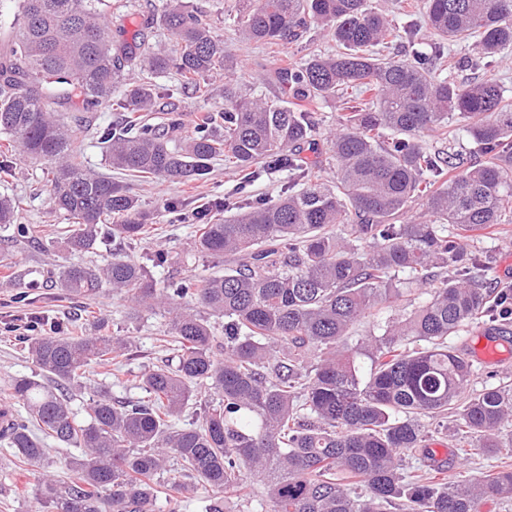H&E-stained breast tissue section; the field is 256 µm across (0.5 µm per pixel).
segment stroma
I'll list each match as a JSON object with an SVG mask.
<instances>
[{
	"label": "stroma",
	"mask_w": 512,
	"mask_h": 512,
	"mask_svg": "<svg viewBox=\"0 0 512 512\" xmlns=\"http://www.w3.org/2000/svg\"><path fill=\"white\" fill-rule=\"evenodd\" d=\"M190 8L201 12L213 25L215 33L237 60L234 77L239 84L253 87L256 93L275 95L278 88L269 77L278 66V56L267 47L240 44L227 16L234 0H184ZM119 113L107 108L84 115L77 132L76 146L86 165L98 172H105L102 150L98 144L99 133L119 121ZM8 174L0 173V196L15 201L12 224L0 228V252L8 253V266L0 265V394L7 393L10 380L18 375L31 373L33 364L15 324L17 320L31 316L44 319L41 333H48L49 323L59 324L65 332L88 331L89 316H96L106 324L109 334L128 337L137 354L123 361V372L114 378L107 366L90 365L84 379L85 386L73 401L74 409H81L89 397L97 391H109L113 399L139 400L143 392L139 379L147 365L160 362L168 351L160 336L165 319L152 312H135L132 304L110 286H103L92 298H74L58 286V273L70 264L96 269L112 259L113 243L105 238L96 250L71 255L59 240L67 227L63 215L52 209L49 202L47 166L43 161L8 154ZM287 181L285 173L275 170L264 172L260 178L241 185L236 172L224 164H217L208 179L179 184L154 181L133 186L132 192L143 209L153 212L159 220V229L151 239L128 248V257L148 263L156 251H164L170 257L181 259L183 271L208 275L224 267L222 260L210 257H186V248L196 231L192 222L170 223L168 206L175 201L191 200L193 207L206 208L224 196L243 188L245 195L257 202L276 201L282 185ZM29 227L31 233L22 238L18 227ZM471 251L489 254L494 268L496 286H504L512 277V223L504 225L497 236L481 238L470 244ZM422 424L428 447H447V475L478 477L491 470L495 461L481 454L472 455L468 463H461L452 435L446 434L437 420L426 418ZM0 512H42V505L35 495V480L11 462L0 463Z\"/></svg>",
	"instance_id": "obj_1"
}]
</instances>
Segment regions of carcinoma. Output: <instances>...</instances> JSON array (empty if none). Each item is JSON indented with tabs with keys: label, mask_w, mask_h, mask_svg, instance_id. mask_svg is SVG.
<instances>
[{
	"label": "carcinoma",
	"mask_w": 512,
	"mask_h": 512,
	"mask_svg": "<svg viewBox=\"0 0 512 512\" xmlns=\"http://www.w3.org/2000/svg\"><path fill=\"white\" fill-rule=\"evenodd\" d=\"M433 35L472 43L475 66L512 52V0H421ZM112 0H15L12 38L0 49V134L8 147L53 165L50 200L70 221L65 247L95 249L104 234L126 245L151 236L131 182L207 178L214 162L248 178L265 164L288 172V192L271 204L242 203L207 218L192 251L227 258L209 277L175 270L162 289L147 267L119 252L97 270L64 268L60 287L92 296L109 285L137 307L163 310L170 356L141 374L146 399L118 403L99 391L84 416L71 406L92 363L133 355L122 336H30L34 371L14 379L0 410L11 425L0 441L30 466L48 512H168L207 493L206 512H224V493L262 482L272 512H480L485 498H512V469L457 481L403 473V457L428 452L421 418L455 415L464 457L512 458V384L467 392L468 350L455 342L475 327L512 334V291L488 281L487 262L464 247L512 222V95L496 78L470 84L441 76V47L417 48L413 24L398 27L371 0H236L242 42L285 49L311 28L333 42L283 60L271 76L280 94L255 97L228 78L236 62L202 15L165 0L134 44L108 39ZM174 48L151 42L156 25ZM406 40L408 53L380 47ZM206 99L224 78V108L183 115L162 127L139 116L161 99L169 73ZM346 98L327 142L336 177L323 181L317 120L291 101L319 106ZM126 113L100 139L120 176L88 170L60 113L74 105ZM472 145L467 165L457 129ZM435 133L430 146L423 134ZM422 203V216L407 218ZM405 314L377 323L355 349L351 327L382 302ZM224 319L219 339L211 319ZM370 361L361 373L355 355ZM210 399L191 423L179 419L196 388ZM21 404L20 415L15 404ZM80 454L64 460L68 480L41 472L45 440Z\"/></svg>",
	"instance_id": "cac0c4a2"
}]
</instances>
